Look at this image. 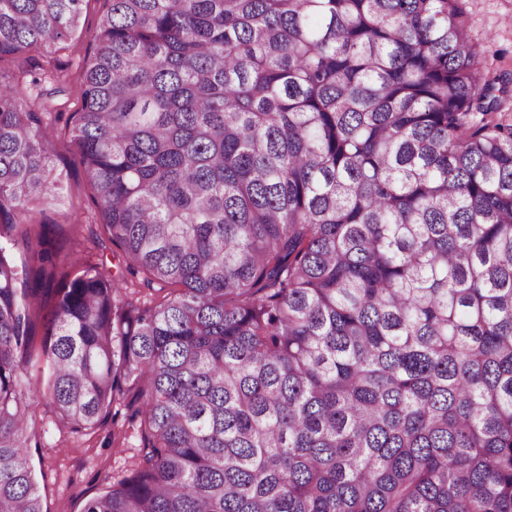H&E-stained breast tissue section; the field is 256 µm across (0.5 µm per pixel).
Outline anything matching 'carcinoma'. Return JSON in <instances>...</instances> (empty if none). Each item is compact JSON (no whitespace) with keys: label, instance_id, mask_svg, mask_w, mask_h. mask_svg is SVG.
<instances>
[{"label":"carcinoma","instance_id":"carcinoma-1","mask_svg":"<svg viewBox=\"0 0 512 512\" xmlns=\"http://www.w3.org/2000/svg\"><path fill=\"white\" fill-rule=\"evenodd\" d=\"M83 0H0V59ZM73 142L105 234L18 287L0 244V512H43L29 364L141 454L82 512H512V125L460 0H110ZM0 75V222L57 201ZM56 297L34 347L32 303Z\"/></svg>","mask_w":512,"mask_h":512}]
</instances>
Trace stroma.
Returning <instances> with one entry per match:
<instances>
[{"instance_id": "35a3bbf8", "label": "stroma", "mask_w": 512, "mask_h": 512, "mask_svg": "<svg viewBox=\"0 0 512 512\" xmlns=\"http://www.w3.org/2000/svg\"><path fill=\"white\" fill-rule=\"evenodd\" d=\"M468 32L481 51L484 76L495 84L500 116L512 122V0H462ZM108 0H84L80 24L71 37L56 47L33 52L32 57L50 76L33 86L24 58L0 59V73L16 80L21 102L33 103L38 92L52 94L61 113H42L48 131L47 152L51 180L58 203L35 214L32 236L53 238L59 251L56 274L77 273L79 264H92L109 276L125 270L120 249L112 244L95 215L93 191L72 141L66 116L82 106L83 77L97 41L99 23ZM64 75L57 86L53 72ZM47 372L29 369L33 392L30 426L38 448L32 462L38 478L44 512H81L100 489L124 476L142 447L135 424L129 420L125 400L112 405L106 423L85 434L70 433L57 421L43 396Z\"/></svg>"}]
</instances>
